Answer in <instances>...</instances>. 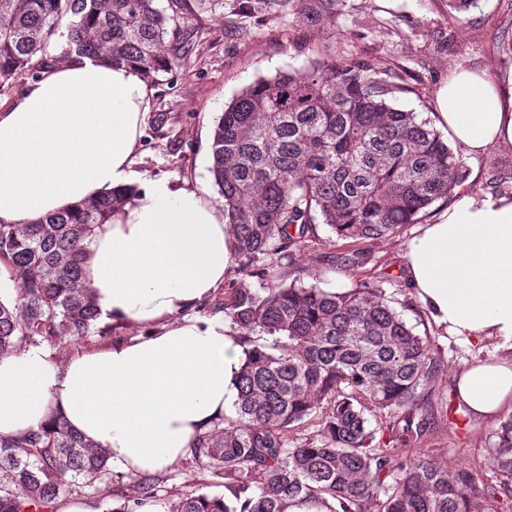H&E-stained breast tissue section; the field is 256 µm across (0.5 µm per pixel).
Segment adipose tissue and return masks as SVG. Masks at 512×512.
Wrapping results in <instances>:
<instances>
[{
  "label": "adipose tissue",
  "instance_id": "obj_1",
  "mask_svg": "<svg viewBox=\"0 0 512 512\" xmlns=\"http://www.w3.org/2000/svg\"><path fill=\"white\" fill-rule=\"evenodd\" d=\"M437 123L466 155L512 147V71L453 72ZM149 111L132 67L69 59L47 68L0 108V224H27L112 188L126 204L86 241L85 281L105 320L137 335L72 350L56 362L41 345L0 356V437L62 418L105 449L113 471L154 474L236 400L245 346L223 313L202 306L235 264L224 209L199 186L140 184L134 158ZM407 270L433 321L503 355L466 365L456 395L470 417L512 410V193L455 190L438 222L408 245Z\"/></svg>",
  "mask_w": 512,
  "mask_h": 512
}]
</instances>
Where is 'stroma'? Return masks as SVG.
<instances>
[{
    "mask_svg": "<svg viewBox=\"0 0 512 512\" xmlns=\"http://www.w3.org/2000/svg\"><path fill=\"white\" fill-rule=\"evenodd\" d=\"M333 26L310 28L287 9L274 7L250 15L233 10L231 0H213L211 8L182 23V58L171 72L150 84V109L136 151V169L144 178H168L214 190L211 141L224 105L258 77L278 70L302 69L324 47L337 58H354L396 70L412 91L395 105L430 118L439 86L456 70L491 74L512 70L499 46L512 30V0H479L476 7L449 15L448 0H347ZM468 189L498 193L512 187V149L495 147L469 159ZM418 225L400 236L364 243L365 264L340 267L329 262L306 265L305 284L344 291L358 281H382L393 306L433 347L437 368L419 388L433 399L434 423L425 442L430 455L447 460L484 462L499 421L478 422L465 415L454 396V377L465 363L499 356L494 339L470 344L449 336L416 301L407 280L405 253Z\"/></svg>",
    "mask_w": 512,
    "mask_h": 512,
    "instance_id": "35a3bbf8",
    "label": "stroma"
}]
</instances>
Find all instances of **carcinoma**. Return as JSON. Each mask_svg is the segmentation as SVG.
I'll list each match as a JSON object with an SVG mask.
<instances>
[{"label":"carcinoma","mask_w":512,"mask_h":512,"mask_svg":"<svg viewBox=\"0 0 512 512\" xmlns=\"http://www.w3.org/2000/svg\"><path fill=\"white\" fill-rule=\"evenodd\" d=\"M0 0V86L40 78L49 61L109 59L158 80L178 65L180 22L211 0ZM346 0H234L240 12L286 7L311 28L330 26ZM412 88L386 68L321 58L304 70L260 78L216 121L210 173L224 198L242 278L207 306L243 335L248 348L235 388L236 415L197 437L189 455L197 489L169 512H286L296 498L327 512H482L476 490L512 498V419L503 422L485 465L448 466L418 444L430 429L417 390L434 368L428 339L416 334L377 281L342 292L275 280L283 264L301 271L302 242L317 224L355 244L421 224L450 203L470 167L430 123L391 100ZM111 190L32 224H0V277L16 296L0 300V355L26 345L93 335L101 308L83 275L85 241L129 199ZM321 413L316 434L288 445L291 428ZM384 419L377 429L367 414ZM106 451L59 418L39 431L0 439V512H48L60 495L113 483ZM164 477L137 475L122 503L137 512Z\"/></svg>","instance_id":"cac0c4a2"}]
</instances>
